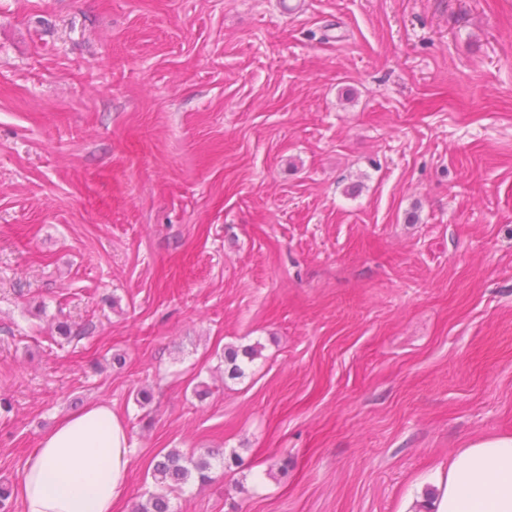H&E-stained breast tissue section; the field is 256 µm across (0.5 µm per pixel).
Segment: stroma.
Instances as JSON below:
<instances>
[{"label": "stroma", "instance_id": "stroma-1", "mask_svg": "<svg viewBox=\"0 0 512 512\" xmlns=\"http://www.w3.org/2000/svg\"><path fill=\"white\" fill-rule=\"evenodd\" d=\"M1 398L12 487L110 403L117 512L174 448L242 459L174 512H403L512 434V0H0Z\"/></svg>", "mask_w": 512, "mask_h": 512}]
</instances>
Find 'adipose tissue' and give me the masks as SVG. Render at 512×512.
Wrapping results in <instances>:
<instances>
[{
    "label": "adipose tissue",
    "instance_id": "obj_1",
    "mask_svg": "<svg viewBox=\"0 0 512 512\" xmlns=\"http://www.w3.org/2000/svg\"><path fill=\"white\" fill-rule=\"evenodd\" d=\"M128 431L95 403L42 435L18 485L24 512H114L129 482ZM410 512H512V435L458 449L418 486Z\"/></svg>",
    "mask_w": 512,
    "mask_h": 512
}]
</instances>
